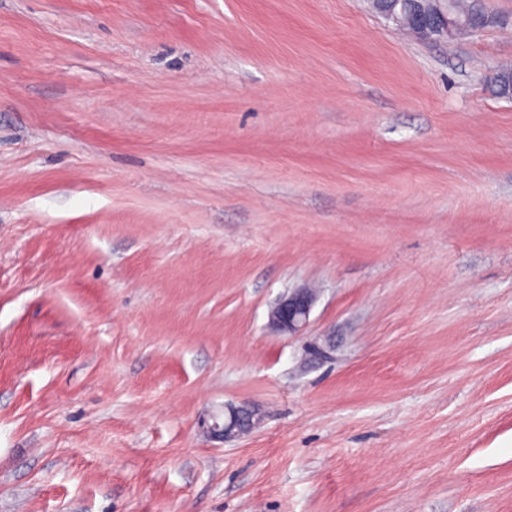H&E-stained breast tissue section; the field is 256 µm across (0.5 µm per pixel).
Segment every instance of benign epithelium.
<instances>
[{"mask_svg": "<svg viewBox=\"0 0 512 512\" xmlns=\"http://www.w3.org/2000/svg\"><path fill=\"white\" fill-rule=\"evenodd\" d=\"M373 7L397 26L418 39L437 36L454 39L461 35H476L500 23L499 17L477 10L463 18L448 17L455 0H413V7L404 13L397 10L399 0H371ZM487 86L498 90V97L512 98V71L495 69L488 73ZM315 295L307 288H296L281 296L269 312L271 329L286 336H298L308 326ZM261 415L249 404L224 405L222 423H213L211 434L224 442L233 441L259 426Z\"/></svg>", "mask_w": 512, "mask_h": 512, "instance_id": "obj_1", "label": "benign epithelium"}]
</instances>
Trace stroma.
<instances>
[{"label":"stroma","instance_id":"obj_1","mask_svg":"<svg viewBox=\"0 0 512 512\" xmlns=\"http://www.w3.org/2000/svg\"><path fill=\"white\" fill-rule=\"evenodd\" d=\"M489 5L0 0V512H512ZM370 1L376 10L386 15L397 26L423 40L433 39L437 36L454 39L461 35H476L501 22L499 17L485 12L484 9L472 11L463 18L451 19L448 17L456 1L459 4L456 11L461 15H464L468 9L473 10L475 4L471 3L472 0H414L413 7L408 13L396 10L400 3L399 0ZM476 1L481 2V0L472 2ZM440 2L448 3L446 12L440 8ZM314 302L315 295L307 288L289 291L270 310V328L286 336H299L308 326ZM260 423L261 415L253 406L228 403L224 406L222 424L214 422L210 431L214 437L227 443L249 433Z\"/></svg>","mask_w":512,"mask_h":512}]
</instances>
